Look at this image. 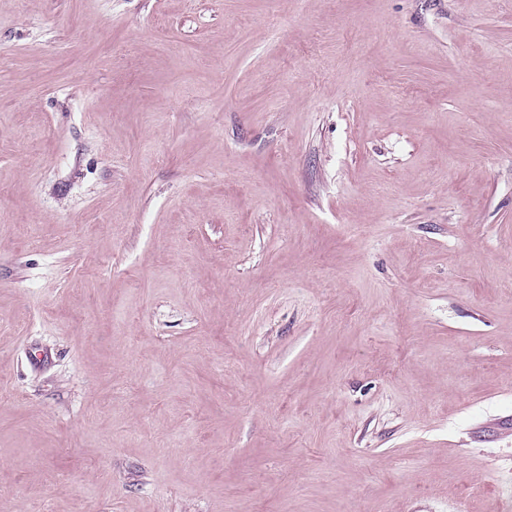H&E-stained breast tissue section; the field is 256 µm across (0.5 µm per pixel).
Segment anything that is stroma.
<instances>
[{"instance_id": "obj_1", "label": "stroma", "mask_w": 512, "mask_h": 512, "mask_svg": "<svg viewBox=\"0 0 512 512\" xmlns=\"http://www.w3.org/2000/svg\"><path fill=\"white\" fill-rule=\"evenodd\" d=\"M0 512H512V0H0Z\"/></svg>"}]
</instances>
